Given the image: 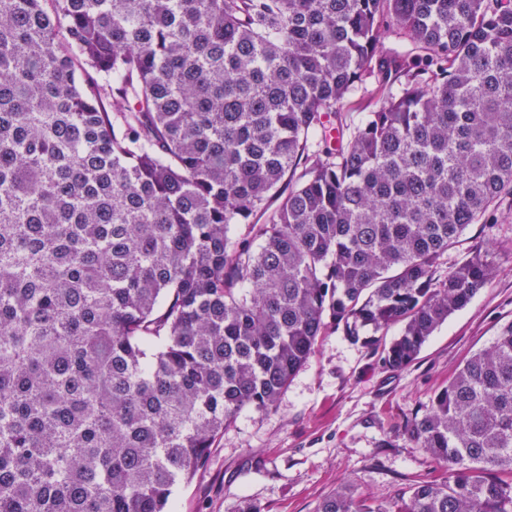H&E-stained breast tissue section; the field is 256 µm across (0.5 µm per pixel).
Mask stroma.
I'll list each match as a JSON object with an SVG mask.
<instances>
[{
    "label": "stroma",
    "mask_w": 512,
    "mask_h": 512,
    "mask_svg": "<svg viewBox=\"0 0 512 512\" xmlns=\"http://www.w3.org/2000/svg\"><path fill=\"white\" fill-rule=\"evenodd\" d=\"M480 244L495 251L493 279L438 327L411 364L388 370L379 361L398 328L372 344L327 331L276 411L246 408L225 427L194 478L175 489L171 512H236L244 501L261 512H317L344 487L388 502L415 481L444 477L445 467L404 429L512 322V200L500 202L495 223L470 225L458 248L441 257V269Z\"/></svg>",
    "instance_id": "35a3bbf8"
}]
</instances>
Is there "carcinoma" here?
Listing matches in <instances>:
<instances>
[{
  "mask_svg": "<svg viewBox=\"0 0 512 512\" xmlns=\"http://www.w3.org/2000/svg\"><path fill=\"white\" fill-rule=\"evenodd\" d=\"M507 195L512 0H0V512H170L330 328L409 365ZM407 432L318 512H512V323Z\"/></svg>",
  "mask_w": 512,
  "mask_h": 512,
  "instance_id": "obj_1",
  "label": "carcinoma"
}]
</instances>
